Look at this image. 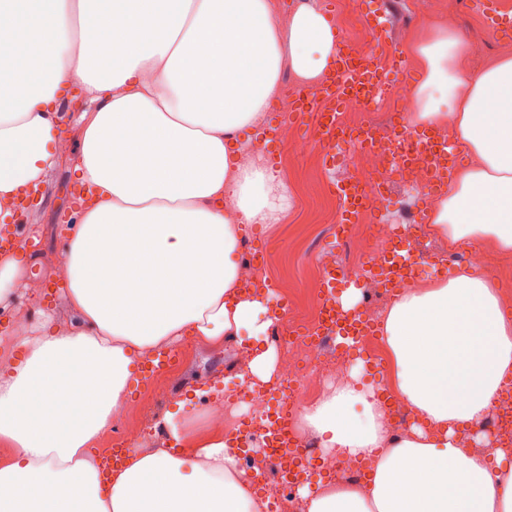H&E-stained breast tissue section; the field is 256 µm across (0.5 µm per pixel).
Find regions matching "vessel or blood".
Wrapping results in <instances>:
<instances>
[{
	"mask_svg": "<svg viewBox=\"0 0 512 512\" xmlns=\"http://www.w3.org/2000/svg\"><path fill=\"white\" fill-rule=\"evenodd\" d=\"M366 28L374 43H385L388 37V19L384 8L370 10L365 18ZM406 63L400 57H392L389 67H382L374 55L360 58L352 57L348 47H340L336 64L323 78L318 95L299 93L294 109L295 117L312 113L316 116L315 136L320 142H335L346 151H357L370 147L374 143L371 131L343 133L338 129L334 103L354 97L356 92L365 90L372 97H379L390 85L394 76L405 71ZM455 152L452 143L439 140L436 134L417 131L407 127L398 134L392 153L394 162L408 166L416 161H432L451 157ZM338 201L342 224L352 223L355 213L364 202V192L357 186L338 188ZM418 267V259L412 249L404 242L392 243L391 257L383 265L374 267V275L379 276L386 288L396 287ZM344 275L333 271L326 272L323 279L325 290L326 329L331 330L345 348L357 346L360 336L370 330L369 323L359 309L342 311L336 301V288L345 283ZM179 360L175 349L161 350L154 358L140 366V381L148 383L156 375L169 369ZM273 427L278 436L280 454L298 458L299 445L294 437L293 426L287 414L275 416Z\"/></svg>",
	"mask_w": 512,
	"mask_h": 512,
	"instance_id": "obj_1",
	"label": "vessel or blood"
}]
</instances>
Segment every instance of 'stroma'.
Wrapping results in <instances>:
<instances>
[{
    "label": "stroma",
    "mask_w": 512,
    "mask_h": 512,
    "mask_svg": "<svg viewBox=\"0 0 512 512\" xmlns=\"http://www.w3.org/2000/svg\"><path fill=\"white\" fill-rule=\"evenodd\" d=\"M378 0H312L333 24L338 38H361V24L366 13L376 7ZM389 18V38L377 47L380 58L404 54L416 32L410 27L419 0H385ZM438 24L452 26L469 41V62L481 68L503 54L512 55V34L490 30L481 11L471 0H429L424 16L425 27ZM293 123L300 136L312 138L314 117L294 120L281 107H273L263 123V131L256 137L262 154L275 174L288 187L290 208L275 224H247L242 236L251 248L268 256L265 274L281 283L293 301L306 302L315 276V264L323 248L340 249L336 235V196L328 184L329 166L320 155L305 161L291 158L280 143L267 137L269 130L280 124ZM76 178L68 158L59 159L47 178L37 203L24 215L27 233L35 246L25 249L29 273L44 280L48 288L41 299L36 322L53 317L59 322L77 321L63 289L54 287L55 269L46 261L47 256L62 250V231L72 217L71 187ZM256 344L248 330L226 338L223 345L212 347L197 343L192 350L183 352L180 362L168 372L173 384L166 402L156 409V416L164 412L178 414L187 425L197 431H206L208 424L203 405L205 397L223 396L231 386L242 387L244 379L237 367L241 351L252 350Z\"/></svg>",
    "instance_id": "35a3bbf8"
}]
</instances>
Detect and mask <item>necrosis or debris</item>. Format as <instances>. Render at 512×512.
<instances>
[{"instance_id": "obj_1", "label": "necrosis or debris", "mask_w": 512, "mask_h": 512, "mask_svg": "<svg viewBox=\"0 0 512 512\" xmlns=\"http://www.w3.org/2000/svg\"><path fill=\"white\" fill-rule=\"evenodd\" d=\"M388 95L390 117L373 125L377 146L356 151L340 167V183L357 184L364 189L363 215L373 220L370 233L360 235L357 225H348L342 235L347 262L337 261L335 252L327 249L323 250L320 262L321 269L334 268L347 276H359L363 290L361 313L373 323L378 321L394 293L380 280L364 276V269L387 260L399 228H406L416 236L427 233L426 224L418 222L412 210H401L398 223H390L388 216L393 204L388 187L403 182L426 192L432 189L434 176L433 169L425 164L408 169L397 166L387 153L386 147L397 132V120L414 110L408 85L393 86ZM321 319L322 310L318 307L309 314L293 306L286 314H272L270 342L279 353L274 377L226 392L224 397L205 404L209 415L220 417L225 429L242 432L246 446L243 467L260 479L264 496L274 508L297 504L296 491L305 482L306 474L293 460L273 452L271 418L281 409L322 394L329 384L343 386L352 382L344 351L337 347L324 350V337L307 334Z\"/></svg>"}]
</instances>
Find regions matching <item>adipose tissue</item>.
Returning <instances> with one entry per match:
<instances>
[{
  "label": "adipose tissue",
  "mask_w": 512,
  "mask_h": 512,
  "mask_svg": "<svg viewBox=\"0 0 512 512\" xmlns=\"http://www.w3.org/2000/svg\"><path fill=\"white\" fill-rule=\"evenodd\" d=\"M4 10L19 23L0 29V216L52 169L58 94L73 85L87 107L72 165L94 203L67 228L59 273L83 327L44 322L0 369V441L15 450L0 463V512H261L222 432L166 416L181 453L132 449L108 478L91 447L124 405L135 357L184 336L265 335L266 302L240 293L234 256L241 225L279 221L288 190L247 149L283 67L318 81L335 29L305 4L281 22L269 0H0ZM408 50L421 69L409 123L449 130L473 158L434 206L433 233L512 251V56L473 70L443 25ZM383 334L388 388L415 422L392 438L371 386L305 408L300 428L369 464L357 486L302 484L306 512H512V468L462 445L512 383L496 285L464 271L417 283Z\"/></svg>",
  "instance_id": "ef3b65f1"
}]
</instances>
